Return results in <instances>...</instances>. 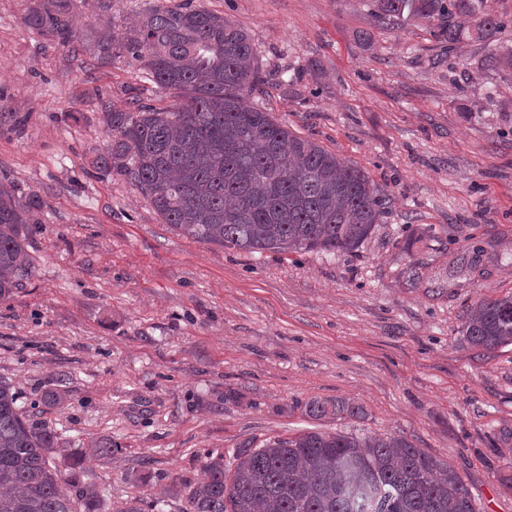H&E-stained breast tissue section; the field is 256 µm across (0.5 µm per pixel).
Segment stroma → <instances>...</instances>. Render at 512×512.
Masks as SVG:
<instances>
[{
  "instance_id": "obj_1",
  "label": "stroma",
  "mask_w": 512,
  "mask_h": 512,
  "mask_svg": "<svg viewBox=\"0 0 512 512\" xmlns=\"http://www.w3.org/2000/svg\"><path fill=\"white\" fill-rule=\"evenodd\" d=\"M179 2L73 0L63 47L24 25L25 0H0V182L41 198L36 273L0 303V379L56 431L52 460L111 439L79 473L102 512H184L208 454L310 429L402 435L455 469L476 512H512V345L460 340L471 305L512 295V74L478 71L488 45L446 50L426 21L378 24L366 0H193L250 34L272 82L248 104L385 199L353 253L225 249L91 166L103 108L176 97L86 46ZM313 398L365 415L314 420Z\"/></svg>"
}]
</instances>
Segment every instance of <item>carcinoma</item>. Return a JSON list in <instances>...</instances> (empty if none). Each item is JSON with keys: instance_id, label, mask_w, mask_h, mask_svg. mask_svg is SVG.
<instances>
[{"instance_id": "1", "label": "carcinoma", "mask_w": 512, "mask_h": 512, "mask_svg": "<svg viewBox=\"0 0 512 512\" xmlns=\"http://www.w3.org/2000/svg\"><path fill=\"white\" fill-rule=\"evenodd\" d=\"M483 2L370 0V9L385 26L434 22L451 49L468 39L490 44L507 27ZM460 15L469 27L456 24ZM23 23L62 46L77 39L71 0H33ZM123 55L179 103L156 109L137 98L126 111L102 112L107 143L93 165L130 181L180 235L250 253H351L381 223L380 189L365 172L243 104L267 76L249 34L224 16L187 3L149 8L135 27L99 35L94 60ZM480 69L512 72V49L485 55ZM39 208L38 195L0 184V303L35 275L26 244ZM462 340L486 351L512 345V296L471 307ZM17 401L0 380V512H100L97 493L73 477L84 457L50 465L55 431ZM304 412L363 414L317 398ZM187 502L186 512H474L456 471L406 437L320 431L244 443L228 465L222 454L207 456Z\"/></svg>"}]
</instances>
